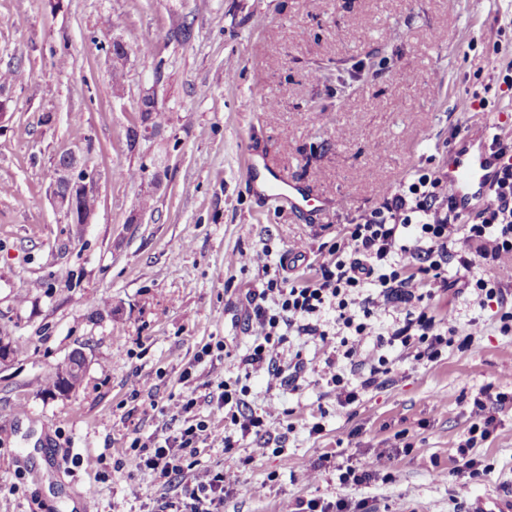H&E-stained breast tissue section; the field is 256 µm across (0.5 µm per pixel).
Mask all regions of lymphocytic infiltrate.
<instances>
[{
  "label": "lymphocytic infiltrate",
  "instance_id": "f902f5d3",
  "mask_svg": "<svg viewBox=\"0 0 512 512\" xmlns=\"http://www.w3.org/2000/svg\"><path fill=\"white\" fill-rule=\"evenodd\" d=\"M458 229L457 215L440 179L422 174L349 225L332 248L331 260L311 277L296 279L289 276L287 265L277 266L265 288L248 297L251 344L239 362L245 377L264 372L280 385L296 384L303 361L297 355L283 359L281 347L291 336L328 341L329 333L321 323L327 309L336 312L341 338L324 361L322 377L335 387L341 404H352L361 393L389 380L390 369L383 358L357 382L346 379L345 367L360 365L357 341L365 335L375 334L381 347L398 344L414 349L419 362L439 359L449 336L469 335L472 327L471 322L453 316L440 324L427 305L456 286L446 266L454 261L467 271L476 262L498 264L502 255L512 254L511 163L505 166L478 223L465 229L472 252L453 251ZM388 304L401 305L399 316L389 325L375 326L378 310ZM245 393L234 383L219 387L217 404L225 420L238 430L237 436L224 438L228 451L235 448L237 437L262 438L269 433V413L249 410ZM196 405L193 398L177 404L183 424L176 436L131 442L140 451L142 465L159 479L182 482L180 493L157 503L153 512H224V498L236 483L233 473L221 469L194 472L191 459L197 446L212 436L207 421L196 414Z\"/></svg>",
  "mask_w": 512,
  "mask_h": 512
}]
</instances>
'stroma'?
<instances>
[{
  "mask_svg": "<svg viewBox=\"0 0 512 512\" xmlns=\"http://www.w3.org/2000/svg\"><path fill=\"white\" fill-rule=\"evenodd\" d=\"M510 11L512 0H486L478 14L468 0H0V71L16 75L0 84V185L10 187L0 192V341L13 348L0 363V512H71L85 491L100 512H151L172 496L130 443L176 435L174 405L188 397L223 433L209 397L239 374L246 296L263 287V267L301 244L295 273L312 276L387 192L438 176L465 129L489 123L512 142ZM182 24L190 38L173 39ZM115 40L127 47L117 84ZM257 86L267 102L252 99ZM147 95L167 123L133 153L127 129ZM67 150L98 171L93 223H71L51 192ZM146 156L163 174L158 189L117 178ZM252 158L303 185L317 215L259 195ZM431 307L441 321L475 320L472 344L452 337L419 364L366 337L363 359L386 356L392 373L347 406L321 377L329 346L291 337L304 363L297 389L262 373L248 382L249 406L275 417L269 441L248 437L229 453L209 442L196 456L197 470L235 474L224 512H282L314 496L366 497L376 512L512 501V403L487 404L498 427L474 448L486 476L454 473L475 394L512 395V332L500 306L470 290ZM217 342L224 351L199 357ZM77 353L80 387L49 390L45 377ZM326 453L335 467L314 475ZM90 456L100 471L86 468ZM360 461L375 479L343 482L341 467Z\"/></svg>",
  "mask_w": 512,
  "mask_h": 512,
  "instance_id": "obj_1",
  "label": "stroma"
}]
</instances>
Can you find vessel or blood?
I'll list each match as a JSON object with an SVG mask.
<instances>
[{
  "label": "vessel or blood",
  "mask_w": 512,
  "mask_h": 512,
  "mask_svg": "<svg viewBox=\"0 0 512 512\" xmlns=\"http://www.w3.org/2000/svg\"><path fill=\"white\" fill-rule=\"evenodd\" d=\"M504 159L486 136H465L449 144L448 163L441 178L457 214L478 212L488 206ZM263 188L272 199L288 203L291 208H302L305 203L302 190L283 177L268 179Z\"/></svg>",
  "instance_id": "obj_1"
}]
</instances>
